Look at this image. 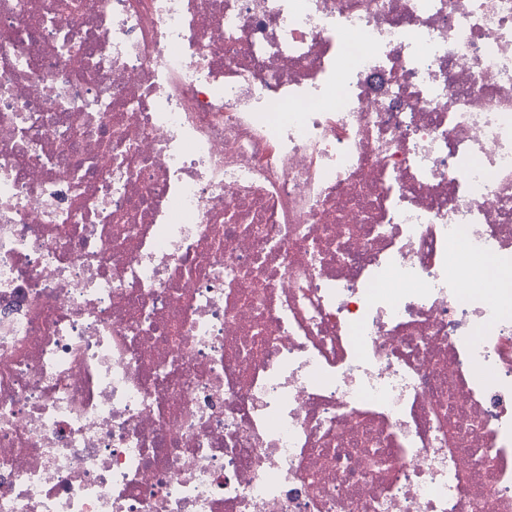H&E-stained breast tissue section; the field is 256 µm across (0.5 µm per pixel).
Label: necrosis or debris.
<instances>
[{
  "mask_svg": "<svg viewBox=\"0 0 512 512\" xmlns=\"http://www.w3.org/2000/svg\"><path fill=\"white\" fill-rule=\"evenodd\" d=\"M490 270L512 0H0V512H512Z\"/></svg>",
  "mask_w": 512,
  "mask_h": 512,
  "instance_id": "1",
  "label": "necrosis or debris"
}]
</instances>
